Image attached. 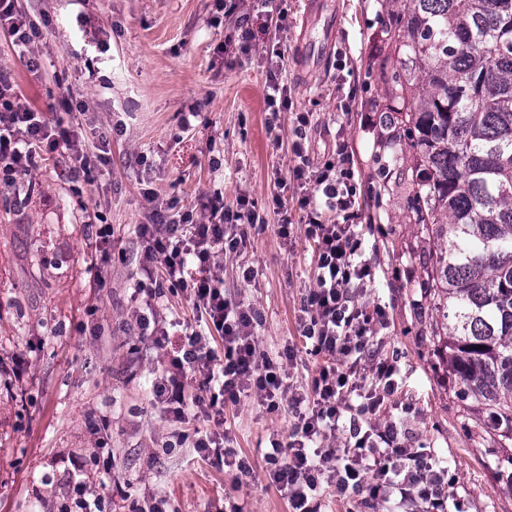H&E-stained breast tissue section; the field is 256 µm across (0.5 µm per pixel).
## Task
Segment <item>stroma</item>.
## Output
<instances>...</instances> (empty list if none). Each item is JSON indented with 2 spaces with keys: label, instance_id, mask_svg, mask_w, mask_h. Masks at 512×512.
<instances>
[{
  "label": "stroma",
  "instance_id": "35a3bbf8",
  "mask_svg": "<svg viewBox=\"0 0 512 512\" xmlns=\"http://www.w3.org/2000/svg\"><path fill=\"white\" fill-rule=\"evenodd\" d=\"M40 31L41 68L31 72L0 25V68L46 120L61 97L84 101L82 135L106 159L91 180L74 178L55 154L9 187H0V512H62L75 479L110 498V512L131 500L166 496L173 512H288L265 472L270 438L286 439L289 412L267 413L257 395L227 404L228 443L252 462L256 477L235 487L201 458L188 439L203 421L176 423L150 405L151 383L166 351L140 341L122 323L134 304L137 225L147 223L149 196L173 203L174 215H198L203 196L220 192L236 207L246 194L265 217L246 248L224 251V289L257 307L261 353L301 345L299 306L315 285L316 248L298 221L291 170L297 113H309L311 161L324 163L336 142L355 155L357 221L373 251V280L359 303L386 308L375 333L382 357L398 365L397 388L384 420L407 422L418 446L447 467L449 512H512L490 466L475 447L445 370L428 351L427 319L409 286V253L417 228L406 221L409 189L399 183L380 221L371 186L378 175L374 143L381 131L368 101L383 100L369 80L380 64V19L386 0H288L282 27L252 15L248 53L218 44L238 32L239 14L224 0H20ZM331 51L318 53L326 28ZM288 87V107L268 125L270 71ZM294 222L278 234V206ZM112 227V265L105 287L94 281L98 255L88 225ZM256 277L243 282L241 266ZM24 357L20 382L4 365ZM112 450L100 477V444Z\"/></svg>",
  "mask_w": 512,
  "mask_h": 512
}]
</instances>
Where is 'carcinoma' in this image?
Here are the masks:
<instances>
[{"label":"carcinoma","instance_id":"cac0c4a2","mask_svg":"<svg viewBox=\"0 0 512 512\" xmlns=\"http://www.w3.org/2000/svg\"><path fill=\"white\" fill-rule=\"evenodd\" d=\"M375 161L409 186L429 352L512 487V0H394Z\"/></svg>","mask_w":512,"mask_h":512}]
</instances>
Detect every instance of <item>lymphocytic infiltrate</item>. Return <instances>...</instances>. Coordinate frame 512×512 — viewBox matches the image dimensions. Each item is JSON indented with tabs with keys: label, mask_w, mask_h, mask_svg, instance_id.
<instances>
[{
	"label": "lymphocytic infiltrate",
	"mask_w": 512,
	"mask_h": 512,
	"mask_svg": "<svg viewBox=\"0 0 512 512\" xmlns=\"http://www.w3.org/2000/svg\"><path fill=\"white\" fill-rule=\"evenodd\" d=\"M2 20L10 23L17 56L38 69L35 45L40 32L21 15L18 0H0ZM75 117L67 98L54 123H47L16 93L10 73L1 69L0 185H13L55 152L67 156L75 175L90 177L101 157L82 137ZM307 124V117L299 116L292 150L300 160L293 179L300 189L301 221L317 249L316 286L300 305L304 347L318 359L310 384L284 390V365L295 359V348L275 360L262 357L255 336L261 313L226 296L216 254L243 247L248 227L261 217L249 199H239L236 208L228 209L215 194L202 203L198 222L180 223L157 204L149 223L137 227L141 276L134 284L136 304L129 323L143 341L169 352L168 367L152 384L151 405L179 420L191 413L203 416L210 427L196 431L194 451L231 472L239 485L252 478L254 469L237 449L222 445L225 405L252 390L268 412L288 407V438L270 439L264 460L291 512H322L326 489L334 490L337 498L357 501L367 512H378L390 502L401 510L410 506L414 512H447V470L435 468L430 455L414 447L411 432L380 421L396 389L398 368L370 340L387 323L384 307L357 301L374 270L349 223L356 196L350 158L340 148L335 160L313 166ZM173 291L193 297L200 328L176 331L162 304ZM215 334L221 336L223 350L212 347ZM365 369L373 384L364 381ZM339 434L344 444L336 448L331 441Z\"/></svg>",
	"instance_id": "lymphocytic-infiltrate-1"
}]
</instances>
